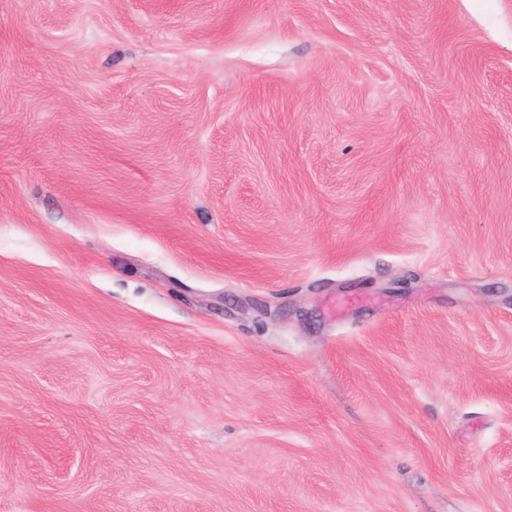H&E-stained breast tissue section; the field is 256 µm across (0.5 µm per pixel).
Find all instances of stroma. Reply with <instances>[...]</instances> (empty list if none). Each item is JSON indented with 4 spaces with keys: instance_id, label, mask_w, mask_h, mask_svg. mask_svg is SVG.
Returning a JSON list of instances; mask_svg holds the SVG:
<instances>
[{
    "instance_id": "35a3bbf8",
    "label": "stroma",
    "mask_w": 512,
    "mask_h": 512,
    "mask_svg": "<svg viewBox=\"0 0 512 512\" xmlns=\"http://www.w3.org/2000/svg\"><path fill=\"white\" fill-rule=\"evenodd\" d=\"M0 512H512V0H0Z\"/></svg>"
}]
</instances>
